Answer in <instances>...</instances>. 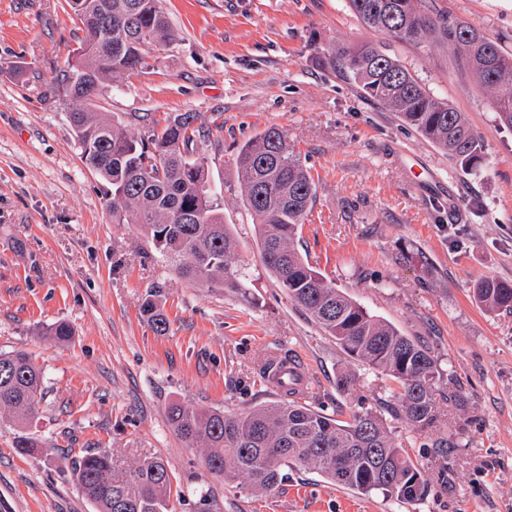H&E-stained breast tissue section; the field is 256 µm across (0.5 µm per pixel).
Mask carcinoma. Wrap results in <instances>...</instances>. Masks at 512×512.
Masks as SVG:
<instances>
[{
	"label": "carcinoma",
	"instance_id": "cac0c4a2",
	"mask_svg": "<svg viewBox=\"0 0 512 512\" xmlns=\"http://www.w3.org/2000/svg\"><path fill=\"white\" fill-rule=\"evenodd\" d=\"M367 27L417 45L448 46L488 92L500 122L512 127V53L466 22L434 11L428 0H348ZM90 12L74 9L85 33L80 51L61 77L64 106L81 160L111 187L113 203L150 231L160 255L191 284L241 288L231 269L235 237L216 203L208 166L190 152L210 138L190 112L165 120L138 139L95 107L107 82L144 64L146 47L176 39L159 0H91ZM328 63L341 65L366 97L383 103L402 122L448 153L467 171L483 165V145L446 101L434 96L388 53L363 44L328 50ZM235 165L241 193L259 224L262 261L288 297L353 360L399 383L402 417L416 430L438 418L434 379L439 375L430 348L376 318L327 283L296 247L315 198V183L288 148L285 133L270 127L243 143ZM491 310L512 311V284L493 278L473 288ZM142 311L158 332L168 329L157 303ZM45 375L22 350L0 354V408L18 423L39 414ZM169 421L189 446L206 452L216 476L243 479L253 490H274L284 471L312 468L345 488L380 492L401 502L424 498L427 484L405 449L396 445L371 409L339 420L293 398L227 414L218 408L174 403ZM73 476L95 512H172L171 477L160 458L144 460L126 479L113 473L112 456L88 452L74 463Z\"/></svg>",
	"mask_w": 512,
	"mask_h": 512
}]
</instances>
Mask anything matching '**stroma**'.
Segmentation results:
<instances>
[{"mask_svg": "<svg viewBox=\"0 0 512 512\" xmlns=\"http://www.w3.org/2000/svg\"><path fill=\"white\" fill-rule=\"evenodd\" d=\"M512 50V0H431ZM177 39L107 82L100 110L133 135L193 112L211 136L195 153L222 187L243 287L187 282L147 229L112 212L108 185L81 160L56 78L84 33L70 0H0V352L26 351L46 375L39 418L19 431L0 411V512H94L72 473L86 452L125 478L144 459L170 472L173 512H512V314L473 297L485 278L512 283V127L447 46L414 45L366 27L348 0H160ZM369 43L464 113L484 145L466 172L376 101L329 47ZM288 135L316 187L298 248L325 281L427 345L439 401L435 427L392 414L396 380L354 362L291 301L261 260L237 178V149L269 127ZM157 293V332L142 303ZM67 323L57 341L49 328ZM295 354L329 415L380 413L418 465L428 494L402 503L340 487L308 468L256 492L210 473L202 449L173 431L171 403L243 412L279 400L258 371ZM357 376L339 392L336 376ZM27 434L34 448L19 453ZM454 447H442L445 439Z\"/></svg>", "mask_w": 512, "mask_h": 512, "instance_id": "obj_1", "label": "stroma"}]
</instances>
